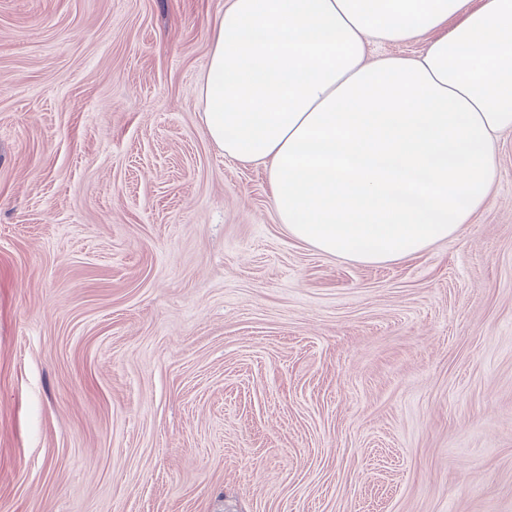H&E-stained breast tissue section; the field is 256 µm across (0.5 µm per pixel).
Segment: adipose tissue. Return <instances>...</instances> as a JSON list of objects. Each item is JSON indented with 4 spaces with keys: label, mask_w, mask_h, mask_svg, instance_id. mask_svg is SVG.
<instances>
[{
    "label": "adipose tissue",
    "mask_w": 512,
    "mask_h": 512,
    "mask_svg": "<svg viewBox=\"0 0 512 512\" xmlns=\"http://www.w3.org/2000/svg\"><path fill=\"white\" fill-rule=\"evenodd\" d=\"M202 99L209 140L266 168L292 237L364 264L413 256L500 178L512 0H227Z\"/></svg>",
    "instance_id": "ef3b65f1"
}]
</instances>
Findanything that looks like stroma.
I'll return each mask as SVG.
<instances>
[{"mask_svg": "<svg viewBox=\"0 0 512 512\" xmlns=\"http://www.w3.org/2000/svg\"><path fill=\"white\" fill-rule=\"evenodd\" d=\"M225 0H0V512H512V135L381 265L279 224Z\"/></svg>", "mask_w": 512, "mask_h": 512, "instance_id": "stroma-1", "label": "stroma"}]
</instances>
